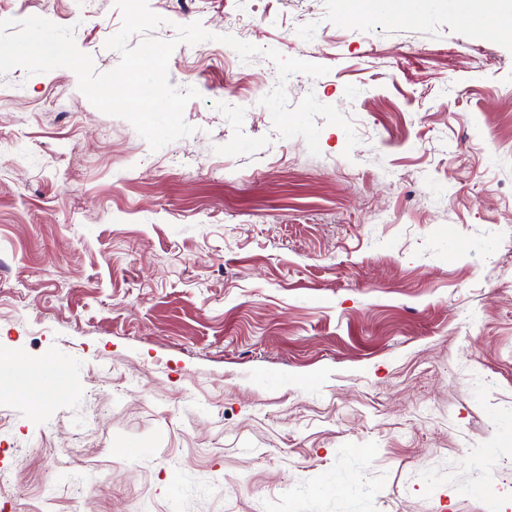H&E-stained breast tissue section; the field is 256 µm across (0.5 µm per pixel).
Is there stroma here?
Instances as JSON below:
<instances>
[{
    "label": "stroma",
    "instance_id": "obj_1",
    "mask_svg": "<svg viewBox=\"0 0 512 512\" xmlns=\"http://www.w3.org/2000/svg\"><path fill=\"white\" fill-rule=\"evenodd\" d=\"M190 135L159 151L67 68L0 75V512H512V37L419 0H148ZM74 30L114 0H0ZM351 119L320 155L261 105Z\"/></svg>",
    "mask_w": 512,
    "mask_h": 512
}]
</instances>
